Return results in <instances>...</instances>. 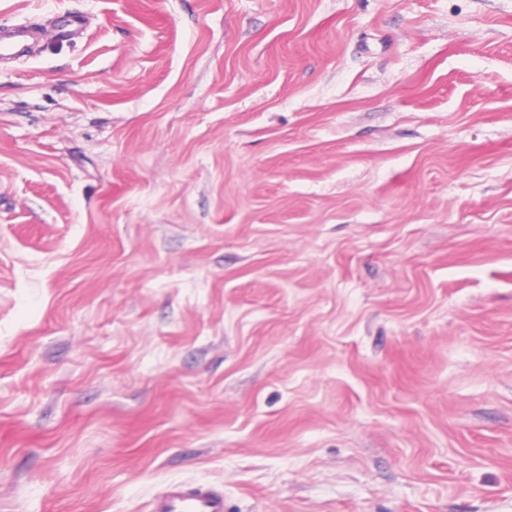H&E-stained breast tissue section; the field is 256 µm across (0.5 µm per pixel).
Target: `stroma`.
Instances as JSON below:
<instances>
[{
  "label": "stroma",
  "instance_id": "1",
  "mask_svg": "<svg viewBox=\"0 0 512 512\" xmlns=\"http://www.w3.org/2000/svg\"><path fill=\"white\" fill-rule=\"evenodd\" d=\"M16 22L0 512H512V0ZM35 40L36 33L25 25L0 28V64L26 56ZM152 512H224V495L202 485L173 482L157 498Z\"/></svg>",
  "mask_w": 512,
  "mask_h": 512
}]
</instances>
